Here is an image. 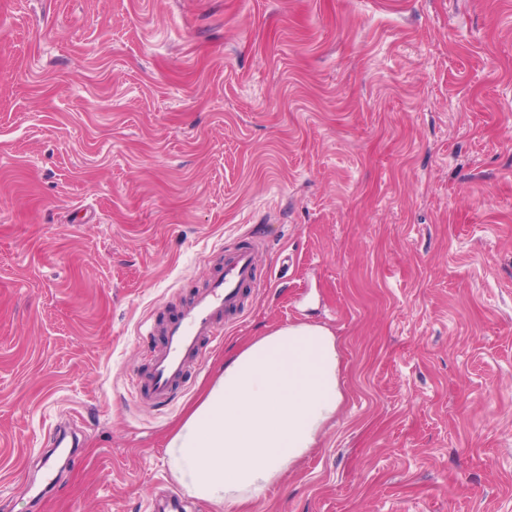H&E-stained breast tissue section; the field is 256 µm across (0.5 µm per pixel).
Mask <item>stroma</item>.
Wrapping results in <instances>:
<instances>
[{
  "mask_svg": "<svg viewBox=\"0 0 512 512\" xmlns=\"http://www.w3.org/2000/svg\"><path fill=\"white\" fill-rule=\"evenodd\" d=\"M248 229L274 278L138 407ZM299 322L344 400L246 512H512V0H0V512H152L225 355Z\"/></svg>",
  "mask_w": 512,
  "mask_h": 512,
  "instance_id": "1",
  "label": "stroma"
}]
</instances>
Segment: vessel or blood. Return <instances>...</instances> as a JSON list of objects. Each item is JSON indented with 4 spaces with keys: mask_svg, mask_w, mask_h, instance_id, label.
<instances>
[{
    "mask_svg": "<svg viewBox=\"0 0 512 512\" xmlns=\"http://www.w3.org/2000/svg\"><path fill=\"white\" fill-rule=\"evenodd\" d=\"M257 248L252 234H245L242 244L225 250L220 275L180 299L171 319L148 328L160 343L151 351L149 369L131 378L137 399L153 406L169 402L207 345L241 318L258 286Z\"/></svg>",
    "mask_w": 512,
    "mask_h": 512,
    "instance_id": "vessel-or-blood-1",
    "label": "vessel or blood"
}]
</instances>
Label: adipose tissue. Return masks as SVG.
Segmentation results:
<instances>
[{"label": "adipose tissue", "instance_id": "ef3b65f1", "mask_svg": "<svg viewBox=\"0 0 512 512\" xmlns=\"http://www.w3.org/2000/svg\"><path fill=\"white\" fill-rule=\"evenodd\" d=\"M340 358L327 328L296 323L233 349L168 438V466L215 505L264 496L316 447L342 402Z\"/></svg>", "mask_w": 512, "mask_h": 512}]
</instances>
